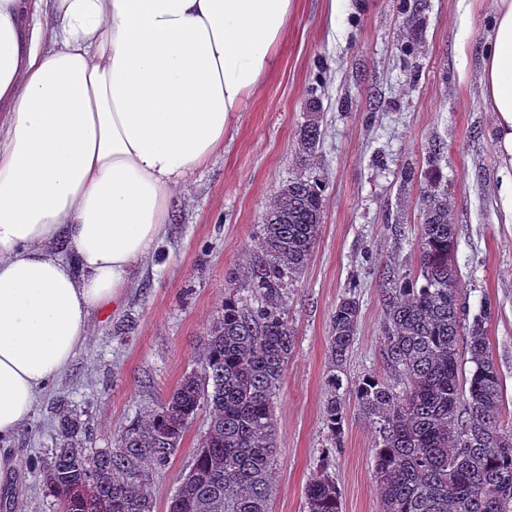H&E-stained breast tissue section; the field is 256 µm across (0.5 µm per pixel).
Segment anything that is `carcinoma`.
Returning <instances> with one entry per match:
<instances>
[{
	"label": "carcinoma",
	"instance_id": "obj_1",
	"mask_svg": "<svg viewBox=\"0 0 512 512\" xmlns=\"http://www.w3.org/2000/svg\"><path fill=\"white\" fill-rule=\"evenodd\" d=\"M318 123L300 130L314 154ZM436 172L420 184L422 211L416 273L387 268L380 352L389 375H368L353 390L360 413L378 433L373 477L380 512H512V442L500 425L502 380L487 334L491 304L471 322L458 299L456 227L436 190ZM325 185L311 175L283 185L260 225L258 250L245 275L256 305L243 303L237 273L221 317L203 338L197 369L184 376L147 419L122 431L119 446L88 451L61 422L43 475L58 512H154L145 460L165 469L201 409L207 429L192 477L180 478L168 512H269L276 452L272 400L294 347L286 289L307 264L319 236ZM359 302L336 303L329 345L324 425L330 439L344 421L342 370L356 334ZM473 370L460 379L459 342ZM307 512H341L332 476L317 471L306 487Z\"/></svg>",
	"mask_w": 512,
	"mask_h": 512
}]
</instances>
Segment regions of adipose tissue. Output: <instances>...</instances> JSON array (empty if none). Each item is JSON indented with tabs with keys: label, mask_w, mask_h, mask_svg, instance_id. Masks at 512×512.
Wrapping results in <instances>:
<instances>
[{
	"label": "adipose tissue",
	"mask_w": 512,
	"mask_h": 512,
	"mask_svg": "<svg viewBox=\"0 0 512 512\" xmlns=\"http://www.w3.org/2000/svg\"><path fill=\"white\" fill-rule=\"evenodd\" d=\"M293 7L0 0V442L132 288ZM483 85L512 209V0H498Z\"/></svg>",
	"instance_id": "ef3b65f1"
}]
</instances>
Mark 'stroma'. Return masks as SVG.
<instances>
[{
    "instance_id": "obj_1",
    "label": "stroma",
    "mask_w": 512,
    "mask_h": 512,
    "mask_svg": "<svg viewBox=\"0 0 512 512\" xmlns=\"http://www.w3.org/2000/svg\"><path fill=\"white\" fill-rule=\"evenodd\" d=\"M498 0H295L276 66L224 134V149L171 202V220L134 288L96 323L69 368L37 402L28 425L0 443V512H57L27 459L53 447L66 401L82 447H117L133 422L195 367L201 341L224 307L229 272L256 249L266 207L283 183L323 180V219L311 258L288 291L294 348L274 400L276 457L270 512H307L305 489L326 463L342 512H380L373 479L375 429L352 389L381 375L383 267H417L420 177L442 144L439 192L456 226L455 263L466 317L491 303L488 337L503 379L501 422L512 431V223L499 197L503 163L495 115L483 99L482 50ZM415 51L401 52L405 43ZM317 120L310 160L300 129ZM356 283L359 320L341 377L345 420L338 441L323 426L334 308ZM199 412L168 467L150 476L155 512H167L206 431Z\"/></svg>"
}]
</instances>
